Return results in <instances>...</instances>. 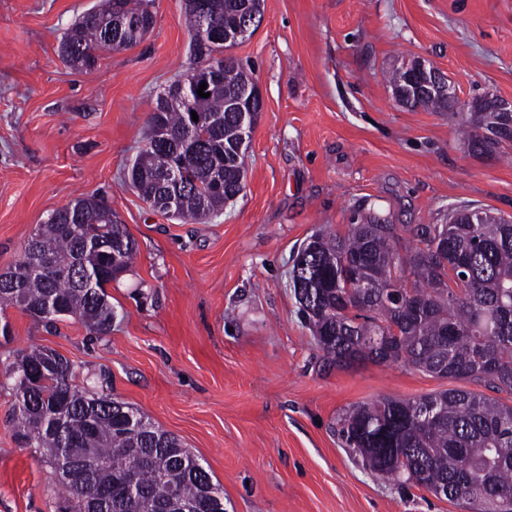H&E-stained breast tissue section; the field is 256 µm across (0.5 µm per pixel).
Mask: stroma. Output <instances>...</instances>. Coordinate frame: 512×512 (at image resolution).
<instances>
[{
	"instance_id": "obj_1",
	"label": "stroma",
	"mask_w": 512,
	"mask_h": 512,
	"mask_svg": "<svg viewBox=\"0 0 512 512\" xmlns=\"http://www.w3.org/2000/svg\"><path fill=\"white\" fill-rule=\"evenodd\" d=\"M97 2L0 0V273L50 213L96 194L137 258L107 287L104 336L0 311L12 328L0 368L31 347L69 359L77 384L176 436L224 512H467L372 475L336 436L354 405L451 381L403 364L324 368L290 276L311 236L369 216L403 248L455 209L512 217V142L473 152L448 113L400 105L384 79L421 59L461 98H512V0H265L261 26L230 50L262 97L245 188L205 224L153 209L127 179L158 95L192 63L183 0H155L136 47L72 68L61 35ZM12 403L0 388V512H63L56 475L13 434Z\"/></svg>"
}]
</instances>
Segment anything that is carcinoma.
<instances>
[{"mask_svg": "<svg viewBox=\"0 0 512 512\" xmlns=\"http://www.w3.org/2000/svg\"><path fill=\"white\" fill-rule=\"evenodd\" d=\"M149 0H99L63 33L64 62L91 70L97 52L132 48L154 25ZM211 20L241 26L237 0H210ZM192 57L224 54V44H190ZM202 98H184L172 84L157 98L148 146L129 172L146 202L171 200L178 216L206 222L239 195L245 153L233 99L255 78L241 64L211 76ZM411 108L444 112L448 103L423 95ZM204 120L185 129L189 112ZM468 143L479 130L494 148L512 130L489 114L460 115ZM367 217L343 234L316 235L298 250L291 287L299 312L325 360L338 369L403 363L440 379L463 380L512 394V222L482 210L446 224L416 229V244L401 258L395 227ZM136 242L126 224L95 195L54 210L28 240L22 258L0 274V307L28 316L46 301L47 324L68 319L103 336L115 317L106 291L128 272ZM49 256L54 273L6 276ZM98 278L84 282L86 272ZM0 372L13 392L9 423L26 447L39 450L75 505L72 512H167L172 493L215 512L211 494L221 487L172 434L129 405L95 396L74 382L72 364L47 348L22 350ZM343 447L382 478L424 488L437 498L466 504L470 512H512V404L451 388L415 399L382 397L358 404L337 420ZM74 466L65 475L61 462ZM142 476L141 493L126 500L123 477Z\"/></svg>", "mask_w": 512, "mask_h": 512, "instance_id": "1", "label": "carcinoma"}]
</instances>
